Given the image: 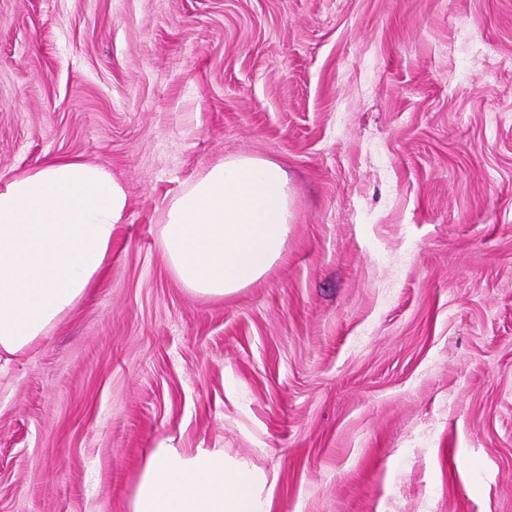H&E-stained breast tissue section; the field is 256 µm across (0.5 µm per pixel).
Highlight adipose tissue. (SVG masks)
Wrapping results in <instances>:
<instances>
[{
  "label": "adipose tissue",
  "instance_id": "1",
  "mask_svg": "<svg viewBox=\"0 0 512 512\" xmlns=\"http://www.w3.org/2000/svg\"><path fill=\"white\" fill-rule=\"evenodd\" d=\"M128 206L104 166L57 159L0 181V353L27 350L86 294L112 254ZM288 178L256 156L224 159L167 206L160 245L194 295L221 298L259 280L282 256ZM264 473L223 449H151L131 512H264Z\"/></svg>",
  "mask_w": 512,
  "mask_h": 512
}]
</instances>
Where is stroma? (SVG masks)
<instances>
[{"label":"stroma","mask_w":512,"mask_h":512,"mask_svg":"<svg viewBox=\"0 0 512 512\" xmlns=\"http://www.w3.org/2000/svg\"><path fill=\"white\" fill-rule=\"evenodd\" d=\"M288 174L260 280L192 295L166 200ZM109 168L88 295L0 355V512H130L150 448H221L269 512H512V0H0V177Z\"/></svg>","instance_id":"1"}]
</instances>
